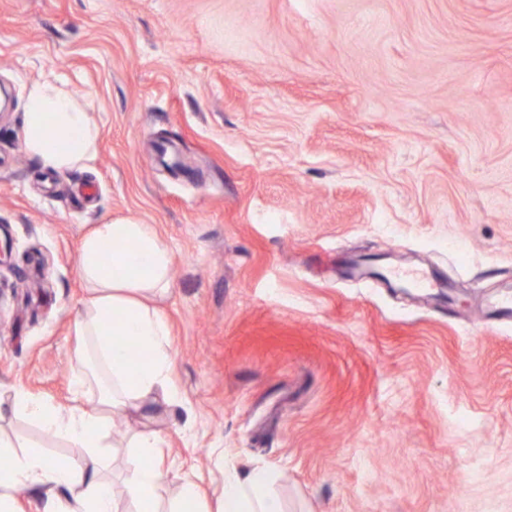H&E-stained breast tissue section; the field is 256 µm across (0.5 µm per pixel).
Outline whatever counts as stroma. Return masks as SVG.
<instances>
[{
	"instance_id": "1",
	"label": "stroma",
	"mask_w": 512,
	"mask_h": 512,
	"mask_svg": "<svg viewBox=\"0 0 512 512\" xmlns=\"http://www.w3.org/2000/svg\"><path fill=\"white\" fill-rule=\"evenodd\" d=\"M41 79L100 128L85 169L23 150ZM0 83V388L70 407L93 225L173 255L181 402L119 419L113 484L149 428L208 494L261 467L287 512H512V0H0Z\"/></svg>"
}]
</instances>
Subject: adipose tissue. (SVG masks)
<instances>
[{"label": "adipose tissue", "mask_w": 512, "mask_h": 512, "mask_svg": "<svg viewBox=\"0 0 512 512\" xmlns=\"http://www.w3.org/2000/svg\"><path fill=\"white\" fill-rule=\"evenodd\" d=\"M21 130L25 153L50 172L83 169L100 138L86 106L66 85L49 80L30 85ZM107 243L112 246L108 252L103 249ZM79 258L87 293L76 327L75 357L84 373L75 384V404L62 411L17 388L12 405L43 436L67 440L93 456L108 420L145 409L160 391L170 400L179 398L170 380L171 331L156 306L170 290L172 257L151 225L118 219L95 225L82 239ZM90 388L97 392V405L86 410L80 401ZM131 442L137 459L122 485L136 512H160V499L172 484L177 492L167 512H286L264 470L222 473L211 507L194 480L171 477L160 465L159 434L141 430ZM0 460L5 463L0 512H16L9 491L22 484L44 488L49 497L45 512H118L112 483L100 467L76 459L59 464L39 449L19 450L17 441L2 433Z\"/></svg>", "instance_id": "1"}]
</instances>
